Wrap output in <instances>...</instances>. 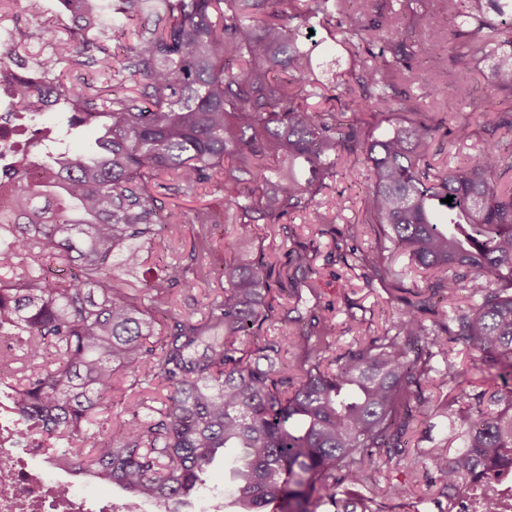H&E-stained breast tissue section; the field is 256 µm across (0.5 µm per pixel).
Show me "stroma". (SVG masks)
I'll return each mask as SVG.
<instances>
[{"mask_svg":"<svg viewBox=\"0 0 512 512\" xmlns=\"http://www.w3.org/2000/svg\"><path fill=\"white\" fill-rule=\"evenodd\" d=\"M36 10L43 24L31 37L23 35L24 16L16 18L15 30L23 35L20 56L25 60L47 51L50 38L65 36L71 25L67 16L58 13L57 0H39ZM313 39L316 48L312 54V75L326 86L336 85L348 68L346 45L328 40L322 30L317 31ZM408 42L414 52L413 66L418 75L412 80L398 82L396 98H418L424 111L436 113L446 127L466 121L473 130L472 138L466 142L445 140L441 151L432 156V163L438 167L465 165L489 142L498 144L503 152L512 153V134H507L496 124L497 113L512 110V103L503 100L492 108L486 103V92L494 80L490 64L478 63L464 56L461 41L451 40L441 56V66L450 74H456L457 79L453 82L447 78L441 79L438 94L430 97L426 94L430 73L425 61L426 44L415 33H410ZM367 184L365 166L346 156L340 161L338 173L322 199V209L328 213L329 223L312 227L307 224L304 215L298 214L288 220V229L284 232L278 230L270 233L255 227L246 232L240 225L221 221L213 225L210 245L199 254L200 264L210 270L211 276L193 292H175L173 301L176 310L185 314H201L208 291L221 286L217 271L223 268L225 262L233 259L232 248L238 245L242 233L246 232L255 246L263 248L267 260L276 264L284 262L285 254L294 241L309 245L316 275L312 288L303 289L302 296L307 305H319L324 315L334 319L337 333L326 340L331 352L340 354L356 347L359 342L383 335L397 316L399 289L427 287L434 282L436 275L417 268L408 258L401 256L393 260V266L400 274L397 285L370 283L365 278V269L358 262L346 263L338 258L335 238L340 234L349 236L350 246L364 253H371L376 246L374 232L362 222ZM353 314L362 320L356 330L350 327L349 317ZM434 353L431 361L433 369L422 385L425 394H436L446 362L450 359L466 369L474 383H481L488 375L485 367L474 360L458 337L440 336ZM447 432L448 421L443 417L419 425L399 456L389 462H380L375 474L379 485L402 479L407 457L424 454L427 449L442 445Z\"/></svg>","mask_w":512,"mask_h":512,"instance_id":"1","label":"stroma"}]
</instances>
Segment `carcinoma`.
<instances>
[{
  "mask_svg": "<svg viewBox=\"0 0 512 512\" xmlns=\"http://www.w3.org/2000/svg\"><path fill=\"white\" fill-rule=\"evenodd\" d=\"M72 26L33 59L41 81L21 82L18 112L52 101L99 127L95 147L73 153L59 131L41 133L47 183L20 180L14 203L0 209V382L11 390L23 434L43 438L47 454L118 487L180 512L221 448L241 451L231 470V505L241 512H375V472L392 460L415 421L448 419V445L429 464L410 459L404 496L426 479L448 496L468 474L512 448V154L487 145L463 168L436 167L430 151L436 116L411 97L395 100L414 53L404 32L362 21L351 0H59ZM448 0L432 19L410 28L440 60L445 37L465 36L476 61L494 60L487 98L512 94V9L507 0ZM492 7L501 23L487 21ZM134 27L119 69L122 78L68 93L58 72L86 66L95 48L112 69L109 44ZM341 33L348 44L379 33L388 52H353L345 88L350 112L381 114L380 136L346 123L337 95L307 77L312 50L303 30ZM16 45L0 47V70ZM141 86L135 89L129 83ZM363 160L369 186L362 223L375 252L360 258L367 278L391 274L388 256L444 272L435 284L401 300L390 332L338 356L320 337L336 324L320 308L295 301L284 311L270 299L282 277L264 254L224 265V288L201 318L171 309L174 290L197 285L198 256L151 267L150 252L174 224L205 230L207 207L165 208L154 195L165 176L192 194L224 183V220L243 228L276 225L304 213L327 224L320 197L342 155ZM451 196V204L442 199ZM65 261L67 279L51 277L44 260ZM288 281L312 287L305 249L287 255ZM464 291L470 303L426 327L420 314L434 295ZM277 322L297 326L280 341L262 338ZM460 336L487 369L483 383L465 379L448 361L447 393L424 396L440 333ZM297 356L296 372L280 367ZM122 410L112 413L114 399Z\"/></svg>",
  "mask_w": 512,
  "mask_h": 512,
  "instance_id": "obj_1",
  "label": "carcinoma"
}]
</instances>
